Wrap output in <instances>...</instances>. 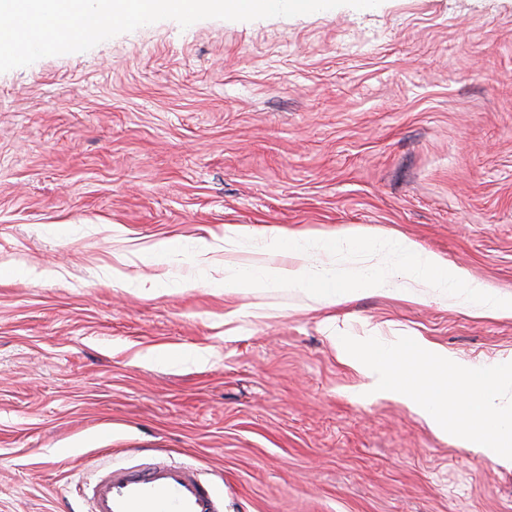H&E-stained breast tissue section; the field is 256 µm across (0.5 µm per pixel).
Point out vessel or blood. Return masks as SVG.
<instances>
[{
    "instance_id": "obj_1",
    "label": "vessel or blood",
    "mask_w": 512,
    "mask_h": 512,
    "mask_svg": "<svg viewBox=\"0 0 512 512\" xmlns=\"http://www.w3.org/2000/svg\"><path fill=\"white\" fill-rule=\"evenodd\" d=\"M90 512H224V499L199 467L159 460L98 470Z\"/></svg>"
}]
</instances>
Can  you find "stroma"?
I'll list each match as a JSON object with an SVG mask.
<instances>
[{
    "label": "stroma",
    "mask_w": 512,
    "mask_h": 512,
    "mask_svg": "<svg viewBox=\"0 0 512 512\" xmlns=\"http://www.w3.org/2000/svg\"><path fill=\"white\" fill-rule=\"evenodd\" d=\"M350 227L512 295V0L162 20L0 73V512H86L97 467L156 456L228 512H512V467L332 342L512 361V318L224 288L269 235Z\"/></svg>",
    "instance_id": "obj_1"
}]
</instances>
